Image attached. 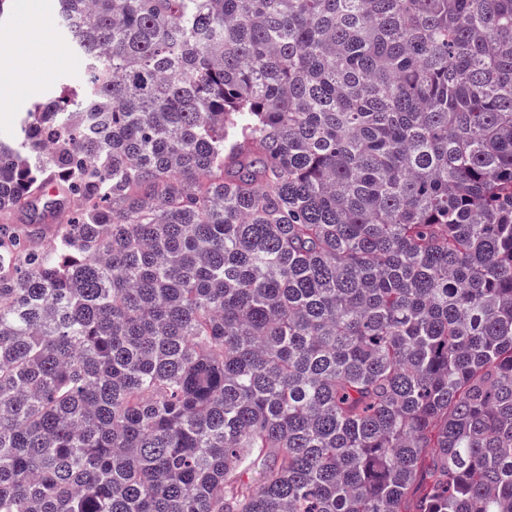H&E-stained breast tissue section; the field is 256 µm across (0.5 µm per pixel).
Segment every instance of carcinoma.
Returning a JSON list of instances; mask_svg holds the SVG:
<instances>
[{"mask_svg":"<svg viewBox=\"0 0 512 512\" xmlns=\"http://www.w3.org/2000/svg\"><path fill=\"white\" fill-rule=\"evenodd\" d=\"M57 2L0 512H512V0Z\"/></svg>","mask_w":512,"mask_h":512,"instance_id":"cac0c4a2","label":"carcinoma"}]
</instances>
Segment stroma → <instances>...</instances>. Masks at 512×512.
Wrapping results in <instances>:
<instances>
[{"instance_id":"1","label":"stroma","mask_w":512,"mask_h":512,"mask_svg":"<svg viewBox=\"0 0 512 512\" xmlns=\"http://www.w3.org/2000/svg\"><path fill=\"white\" fill-rule=\"evenodd\" d=\"M57 9V0H13L11 16L0 20V56L22 59L32 54L40 62L35 71L0 74V142L15 139L18 119L36 101L58 94L61 84L83 81V65L69 46ZM21 15L33 23L20 32L14 19Z\"/></svg>"}]
</instances>
